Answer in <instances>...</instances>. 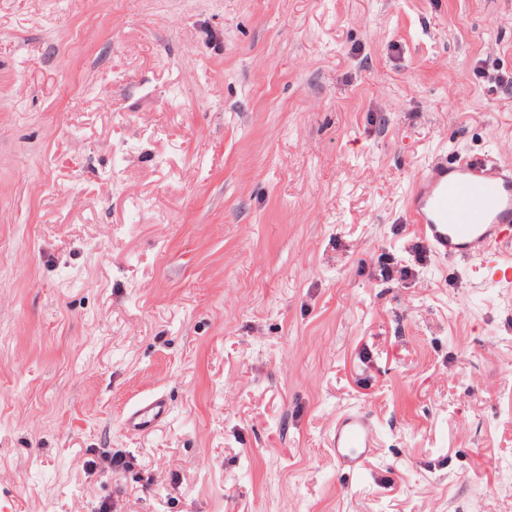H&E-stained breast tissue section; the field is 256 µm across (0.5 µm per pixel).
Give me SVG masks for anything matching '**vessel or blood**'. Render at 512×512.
<instances>
[{
  "instance_id": "1",
  "label": "vessel or blood",
  "mask_w": 512,
  "mask_h": 512,
  "mask_svg": "<svg viewBox=\"0 0 512 512\" xmlns=\"http://www.w3.org/2000/svg\"><path fill=\"white\" fill-rule=\"evenodd\" d=\"M408 216L440 257L476 261L492 280L512 281V260L502 255L512 248L511 165L488 159L433 162L411 184ZM169 412L167 400L154 397L134 405L123 425L143 433ZM330 446L342 470L358 473L378 446L371 416L363 411L341 416Z\"/></svg>"
}]
</instances>
